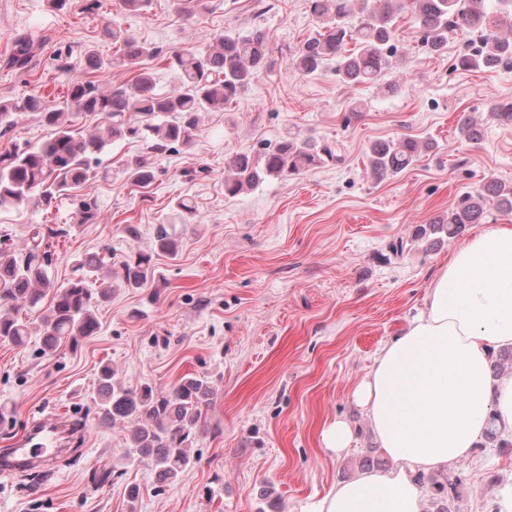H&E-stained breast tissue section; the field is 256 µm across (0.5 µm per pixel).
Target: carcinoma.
<instances>
[{
    "label": "carcinoma",
    "mask_w": 512,
    "mask_h": 512,
    "mask_svg": "<svg viewBox=\"0 0 512 512\" xmlns=\"http://www.w3.org/2000/svg\"><path fill=\"white\" fill-rule=\"evenodd\" d=\"M307 0L308 9L320 21V30L292 53L295 68L305 76L318 72L324 61L337 60L336 75L349 86L376 84L392 92L396 84L383 82L386 71L405 65L396 55L397 23L410 16L420 29L421 45L429 53H439L448 45V34L460 32L477 39L473 50L457 60L463 69L495 68L512 64V0ZM118 48L119 56L103 60L94 51L84 55L85 68L96 71L104 64L129 70L139 69L131 84L111 92L92 83L68 88L70 106L79 112H98L108 121L102 134L82 137L74 133L70 112L51 105L33 94L22 102L0 101V135L14 126L19 112H34L52 130L40 145L14 146L0 151V208L31 206L48 209L61 195L75 194L97 176L99 155L116 142L153 140L147 152L131 158L126 170L133 180L148 185L155 178L152 153L167 147L187 151L207 112H224L243 99L256 77L271 63L272 38L261 29L241 35L226 31L202 50L176 53L173 64L179 85L173 92H154L151 74L140 68L145 57L161 50L140 42L121 29H106ZM35 52L32 36L15 38L6 66L26 68ZM492 116L512 124V101L490 105ZM458 129L462 137H479L475 120L464 115ZM426 146L412 138L379 142L371 149L372 174L384 180L418 161ZM326 159L337 160L336 148L312 139L288 136L256 155L236 154L224 160V195L237 196L270 177L296 176ZM512 212V187L493 184L487 192L464 194L448 215L430 227H418L414 239L427 232L444 233L453 238L467 224H477L488 205ZM174 219L188 224L195 208L186 198L172 205ZM68 235V229L55 224L32 227L26 246L15 250L0 240V342L21 347L31 335L30 323L22 312L43 309L40 335L43 353H54L67 341L76 347L98 334L99 306L111 294L110 286L92 288L90 280L99 278L105 258L85 254L76 258V275L56 287L49 274V253L55 239ZM157 249L174 256L177 243L166 225L157 227ZM123 283L141 288L153 275L152 256L140 253L122 264ZM212 386L205 375H184L165 392L150 384L128 387L115 379L112 364L104 363L94 392L102 423L130 424L125 437L126 456L148 466L160 483H171L191 463L190 448L195 429L208 406ZM485 439L499 448H512V440L501 437L496 419H491ZM30 487L45 482L44 469L29 468L18 473ZM459 477L451 472L440 475L432 485L436 498L432 512H448V500L456 491Z\"/></svg>",
    "instance_id": "cac0c4a2"
}]
</instances>
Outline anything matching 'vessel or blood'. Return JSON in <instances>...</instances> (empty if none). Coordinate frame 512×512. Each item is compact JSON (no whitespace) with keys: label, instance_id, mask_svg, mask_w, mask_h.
Here are the masks:
<instances>
[{"label":"vessel or blood","instance_id":"obj_1","mask_svg":"<svg viewBox=\"0 0 512 512\" xmlns=\"http://www.w3.org/2000/svg\"><path fill=\"white\" fill-rule=\"evenodd\" d=\"M62 424L57 417L41 416L31 419L25 432L10 443L11 464L0 466V475L10 476L16 469L55 455Z\"/></svg>","mask_w":512,"mask_h":512}]
</instances>
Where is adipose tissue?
<instances>
[{
	"label": "adipose tissue",
	"mask_w": 512,
	"mask_h": 512,
	"mask_svg": "<svg viewBox=\"0 0 512 512\" xmlns=\"http://www.w3.org/2000/svg\"><path fill=\"white\" fill-rule=\"evenodd\" d=\"M502 346H512V226L485 224L352 392L392 469L332 486L307 512H422L417 473L468 458L489 419L512 434V375H489Z\"/></svg>",
	"instance_id": "adipose-tissue-1"
}]
</instances>
